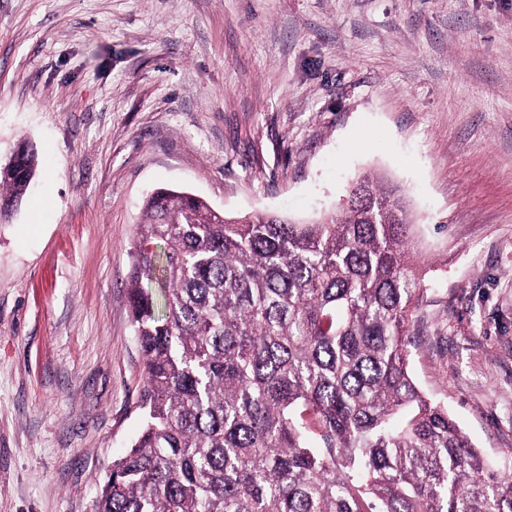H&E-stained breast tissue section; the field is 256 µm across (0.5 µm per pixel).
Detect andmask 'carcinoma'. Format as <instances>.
<instances>
[{
    "mask_svg": "<svg viewBox=\"0 0 512 512\" xmlns=\"http://www.w3.org/2000/svg\"><path fill=\"white\" fill-rule=\"evenodd\" d=\"M0 166L7 224L37 152ZM356 184L369 208L308 224L146 197L128 275L144 422L96 512H512V451L490 468L411 374L427 267L404 194Z\"/></svg>",
    "mask_w": 512,
    "mask_h": 512,
    "instance_id": "obj_1",
    "label": "carcinoma"
}]
</instances>
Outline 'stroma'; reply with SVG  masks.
I'll use <instances>...</instances> for the list:
<instances>
[{
	"label": "stroma",
	"instance_id": "1",
	"mask_svg": "<svg viewBox=\"0 0 512 512\" xmlns=\"http://www.w3.org/2000/svg\"><path fill=\"white\" fill-rule=\"evenodd\" d=\"M0 512H95L137 434L127 277L146 193L308 222L373 171L432 281L411 372L512 450V0H0ZM0 166H7L9 173L0 175V224H8L10 218L26 197L38 166V156L33 145L24 142ZM6 211H10L9 213ZM3 212L4 217L1 218Z\"/></svg>",
	"mask_w": 512,
	"mask_h": 512
}]
</instances>
